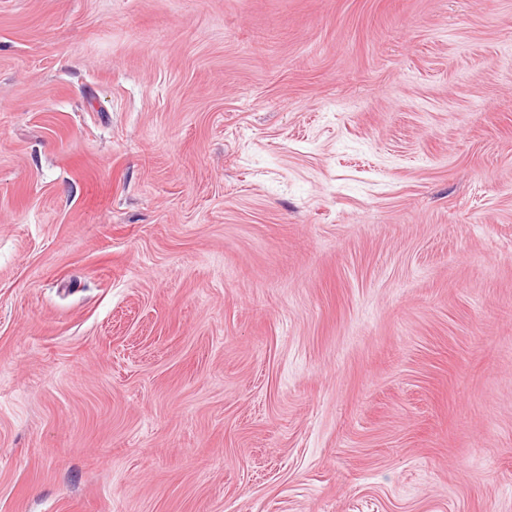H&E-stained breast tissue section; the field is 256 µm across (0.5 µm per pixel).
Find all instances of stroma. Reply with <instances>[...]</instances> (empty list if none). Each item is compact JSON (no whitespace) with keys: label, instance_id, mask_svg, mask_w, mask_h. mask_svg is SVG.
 <instances>
[{"label":"stroma","instance_id":"35a3bbf8","mask_svg":"<svg viewBox=\"0 0 512 512\" xmlns=\"http://www.w3.org/2000/svg\"><path fill=\"white\" fill-rule=\"evenodd\" d=\"M0 512H512V0H0Z\"/></svg>","mask_w":512,"mask_h":512}]
</instances>
